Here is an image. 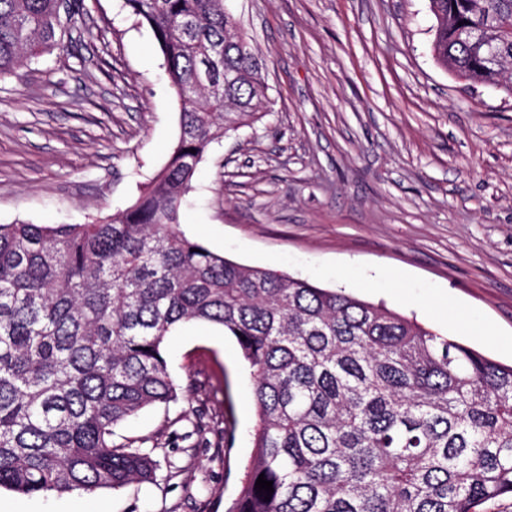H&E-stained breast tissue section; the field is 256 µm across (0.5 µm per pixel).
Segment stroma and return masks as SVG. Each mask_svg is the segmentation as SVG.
<instances>
[{"label": "stroma", "mask_w": 512, "mask_h": 512, "mask_svg": "<svg viewBox=\"0 0 512 512\" xmlns=\"http://www.w3.org/2000/svg\"><path fill=\"white\" fill-rule=\"evenodd\" d=\"M85 4L81 44L0 81V224L95 222L168 161L178 103L151 29L122 0ZM226 5L263 61L270 110L211 145L181 208L185 234L511 364L512 93L436 62L430 0ZM164 353L178 400L115 436L156 442L154 483L1 489L0 512H226L256 423L240 350L189 324Z\"/></svg>", "instance_id": "stroma-1"}]
</instances>
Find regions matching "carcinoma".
Returning <instances> with one entry per match:
<instances>
[{
  "label": "carcinoma",
  "instance_id": "carcinoma-1",
  "mask_svg": "<svg viewBox=\"0 0 512 512\" xmlns=\"http://www.w3.org/2000/svg\"><path fill=\"white\" fill-rule=\"evenodd\" d=\"M123 4L164 56L178 136L113 215L0 224V488L34 498L152 482L156 461L115 443V427L177 398L165 339L204 323L235 337L257 410L228 512H477L512 499V365L181 230L210 145L268 111L263 64L224 0ZM430 4L437 61L498 84L512 0ZM83 20V0H0V80L73 47Z\"/></svg>",
  "mask_w": 512,
  "mask_h": 512
}]
</instances>
